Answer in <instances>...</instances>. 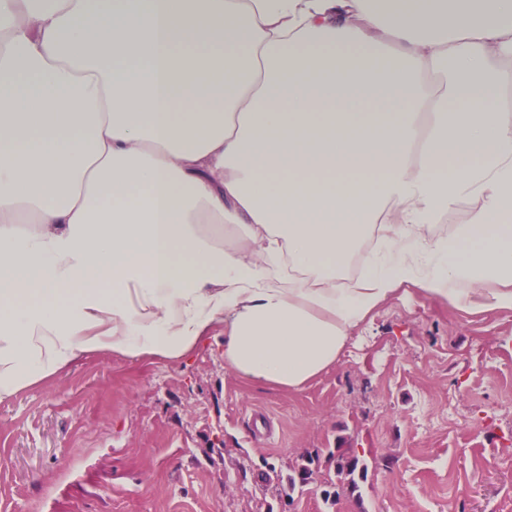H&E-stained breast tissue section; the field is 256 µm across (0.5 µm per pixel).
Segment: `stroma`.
<instances>
[{
  "label": "stroma",
  "mask_w": 512,
  "mask_h": 512,
  "mask_svg": "<svg viewBox=\"0 0 512 512\" xmlns=\"http://www.w3.org/2000/svg\"><path fill=\"white\" fill-rule=\"evenodd\" d=\"M0 512H512V311L400 294L300 392L225 369L219 330L83 357L0 402Z\"/></svg>",
  "instance_id": "obj_1"
}]
</instances>
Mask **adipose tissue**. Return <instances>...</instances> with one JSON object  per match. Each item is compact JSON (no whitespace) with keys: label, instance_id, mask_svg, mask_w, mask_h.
Returning <instances> with one entry per match:
<instances>
[{"label":"adipose tissue","instance_id":"1","mask_svg":"<svg viewBox=\"0 0 512 512\" xmlns=\"http://www.w3.org/2000/svg\"><path fill=\"white\" fill-rule=\"evenodd\" d=\"M511 59L512 0H0V402L217 329L296 391L405 286L512 310Z\"/></svg>","mask_w":512,"mask_h":512}]
</instances>
